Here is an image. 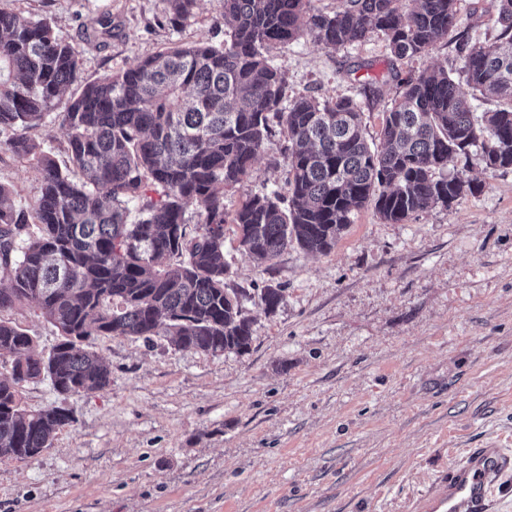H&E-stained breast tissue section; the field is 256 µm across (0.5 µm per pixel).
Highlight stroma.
<instances>
[{
    "label": "stroma",
    "instance_id": "35a3bbf8",
    "mask_svg": "<svg viewBox=\"0 0 512 512\" xmlns=\"http://www.w3.org/2000/svg\"><path fill=\"white\" fill-rule=\"evenodd\" d=\"M457 9L447 39L411 60L392 62L378 33L336 49L305 34L269 59L295 93L356 100L377 149L398 78L432 67L460 77L459 39L499 34L498 0ZM0 10L48 20L86 82L173 44L224 39L218 0H197L179 21L166 0H0ZM26 134L65 163L57 112ZM10 138L0 134V184L28 210L41 175ZM286 146L274 132L252 175L225 189L227 211L285 191ZM467 166L477 194L400 223L366 207L327 254L290 248L259 264L225 226L224 283L252 320L249 350L100 336L105 391L24 383L28 409L62 406L73 420L38 456L0 460V512H417L467 449L512 451V168L485 169L476 148ZM268 287L283 294L272 311ZM5 317L36 353L60 340L35 303Z\"/></svg>",
    "mask_w": 512,
    "mask_h": 512
}]
</instances>
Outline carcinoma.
Returning a JSON list of instances; mask_svg holds the SVG:
<instances>
[{
    "mask_svg": "<svg viewBox=\"0 0 512 512\" xmlns=\"http://www.w3.org/2000/svg\"><path fill=\"white\" fill-rule=\"evenodd\" d=\"M343 0L325 14L313 0H221L224 41L166 47L126 70L84 84L63 112L68 160L59 165L22 130L39 125L81 79L74 50L45 19L0 11V131L33 156L42 177L32 212L7 204L0 185V312L34 302L60 331L46 356L0 317V459H26L49 448L68 410L26 409L22 384L50 379L61 394L107 389L111 371L83 342L98 336L150 340L170 336L180 349L212 356L242 353L251 321L224 284V226L242 250L268 261L290 247L327 254L354 214L372 204L398 223L481 190L455 165L481 150L487 169L512 168V0H499L502 31L493 42L459 43L465 84L440 68L401 79L400 100L385 112V147L368 145L351 99L288 96L267 56L281 42L311 34L325 48L383 33L396 60L428 52L448 37L457 0ZM503 101L474 116L469 91ZM288 138V197L247 196L233 212L224 189L250 177L271 134ZM161 199L139 206L146 181ZM203 216L195 235L185 212Z\"/></svg>",
    "mask_w": 512,
    "mask_h": 512,
    "instance_id": "obj_1",
    "label": "carcinoma"
}]
</instances>
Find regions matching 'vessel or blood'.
<instances>
[{"mask_svg": "<svg viewBox=\"0 0 512 512\" xmlns=\"http://www.w3.org/2000/svg\"><path fill=\"white\" fill-rule=\"evenodd\" d=\"M512 473V452L496 443L474 448L454 465L433 499L435 512H493L492 494Z\"/></svg>", "mask_w": 512, "mask_h": 512, "instance_id": "vessel-or-blood-1", "label": "vessel or blood"}]
</instances>
